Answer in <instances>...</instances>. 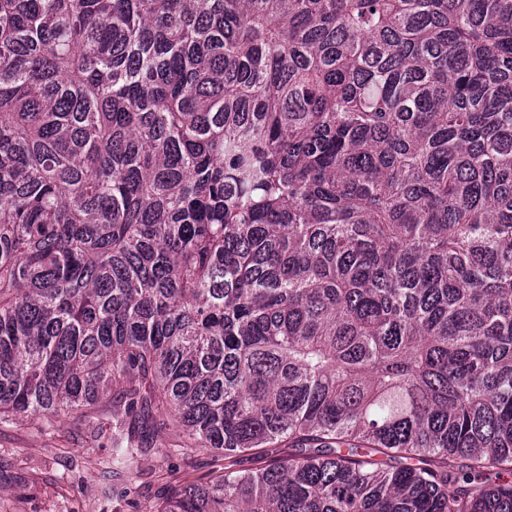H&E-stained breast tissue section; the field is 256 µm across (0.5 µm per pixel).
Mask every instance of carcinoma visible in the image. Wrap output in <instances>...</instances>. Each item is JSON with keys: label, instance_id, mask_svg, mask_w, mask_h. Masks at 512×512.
<instances>
[{"label": "carcinoma", "instance_id": "1", "mask_svg": "<svg viewBox=\"0 0 512 512\" xmlns=\"http://www.w3.org/2000/svg\"><path fill=\"white\" fill-rule=\"evenodd\" d=\"M98 406L159 512H512V0H0V423Z\"/></svg>", "mask_w": 512, "mask_h": 512}]
</instances>
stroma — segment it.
<instances>
[{"label":"stroma","instance_id":"1","mask_svg":"<svg viewBox=\"0 0 512 512\" xmlns=\"http://www.w3.org/2000/svg\"><path fill=\"white\" fill-rule=\"evenodd\" d=\"M88 417L76 412L41 430L33 421L0 424V512H155L166 497L217 463L205 448L181 453L158 436L141 457L130 492L103 477L107 443L88 445Z\"/></svg>","mask_w":512,"mask_h":512}]
</instances>
